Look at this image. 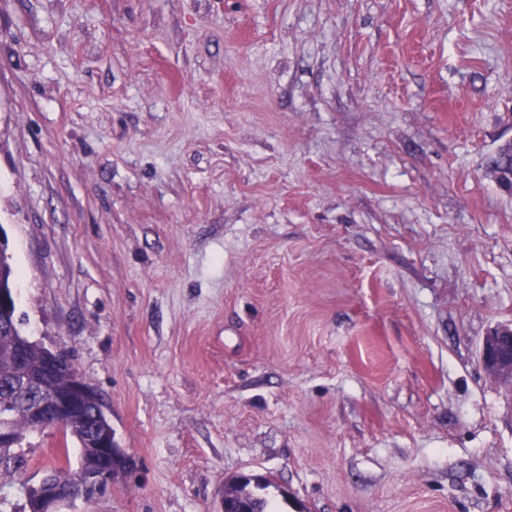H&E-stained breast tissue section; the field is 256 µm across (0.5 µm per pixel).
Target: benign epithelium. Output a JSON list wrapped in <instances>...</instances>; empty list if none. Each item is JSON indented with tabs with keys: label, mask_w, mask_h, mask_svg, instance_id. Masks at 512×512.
I'll list each match as a JSON object with an SVG mask.
<instances>
[{
	"label": "benign epithelium",
	"mask_w": 512,
	"mask_h": 512,
	"mask_svg": "<svg viewBox=\"0 0 512 512\" xmlns=\"http://www.w3.org/2000/svg\"><path fill=\"white\" fill-rule=\"evenodd\" d=\"M26 346L25 342L19 346L17 375L12 385L5 388V394L21 404L34 427L41 429L52 424L61 428L65 423L64 416L78 412L96 390L54 350L45 351L42 370L30 371L25 362ZM478 361L485 373L512 397V324H498L481 338ZM61 370L70 374L69 383L63 390L54 382L55 375ZM90 440L98 453L80 463L76 483L60 481L50 487L40 483L27 489L29 512H61L63 507L84 498L85 489L101 487L111 480L112 467L107 461L119 456L120 452L108 438L93 434Z\"/></svg>",
	"instance_id": "7a95c632"
}]
</instances>
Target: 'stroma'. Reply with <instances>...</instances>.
<instances>
[{"label":"stroma","instance_id":"stroma-1","mask_svg":"<svg viewBox=\"0 0 512 512\" xmlns=\"http://www.w3.org/2000/svg\"><path fill=\"white\" fill-rule=\"evenodd\" d=\"M510 147L512 0H0L22 330L133 462L64 512H512ZM478 361L512 398V324H498L481 338ZM275 485L265 476H236L224 482V512H274L265 491Z\"/></svg>","mask_w":512,"mask_h":512}]
</instances>
